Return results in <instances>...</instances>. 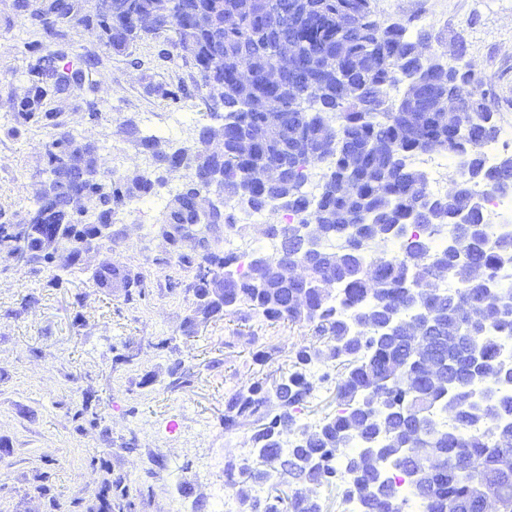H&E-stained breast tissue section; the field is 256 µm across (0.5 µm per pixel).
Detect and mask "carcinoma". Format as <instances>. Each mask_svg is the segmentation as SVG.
I'll return each instance as SVG.
<instances>
[{"instance_id":"cac0c4a2","label":"carcinoma","mask_w":512,"mask_h":512,"mask_svg":"<svg viewBox=\"0 0 512 512\" xmlns=\"http://www.w3.org/2000/svg\"><path fill=\"white\" fill-rule=\"evenodd\" d=\"M17 8L29 13L33 32L49 38L76 18L72 0H42L36 8L18 0ZM377 13V0H112L79 21L124 54L164 33L153 19L172 18L183 38L167 41L159 58L190 64L202 100L224 101V131L175 154L155 134L127 123L117 129L186 179L158 219V236L194 271L170 287L192 296L210 282L224 290L220 300H193L184 325L253 312L312 330L278 376L224 399V429L251 428V452L224 463L225 485L237 477L293 479L287 498L253 496L248 512H323L311 487L336 482L331 462L338 457L351 476L342 497H359L363 512H410L395 469L411 476L422 512H482L480 492L492 486L498 512H512V397L498 391L512 383V366L497 357V337L512 336V283L500 279L512 269V233L491 235L482 208L503 174L512 176V152L492 167L484 163L481 148L500 128L492 93L465 46L448 61L423 58L419 46L432 41L430 31L380 27ZM199 15L213 24L197 25ZM284 39L300 46L303 66L272 82ZM28 47L37 57L25 71L28 87L14 120L55 134L33 205L21 221L0 223V254L11 255L21 239L29 264L54 263L71 275L84 252L99 248L96 225L114 223L119 210L155 195L153 173L106 168V181L71 195L80 168L102 163L65 129L60 104L83 89L85 70L100 59L86 57L68 78L43 41ZM217 54L224 58L219 70ZM399 87L401 96L391 98ZM152 90L173 102L187 92L182 78ZM450 94L463 104L457 128L443 119ZM434 152L456 161L450 180L467 192L430 193L426 171L412 159ZM282 165L277 184L254 178ZM315 166L328 174L310 195L305 183ZM203 169L212 183L194 180ZM341 181L352 191H341ZM214 186L224 193L222 214L199 205ZM239 187L255 211L285 202L293 218L265 225L271 261L244 271L219 233L236 228L231 196ZM307 233L324 250L301 253ZM452 236L465 243V259L448 250ZM285 239L286 267L276 259ZM93 279L130 300L146 297L144 278L130 268L102 264ZM330 366L336 412L310 428L302 414ZM370 446L376 453L368 454Z\"/></svg>"}]
</instances>
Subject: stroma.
<instances>
[{
  "instance_id": "35a3bbf8",
  "label": "stroma",
  "mask_w": 512,
  "mask_h": 512,
  "mask_svg": "<svg viewBox=\"0 0 512 512\" xmlns=\"http://www.w3.org/2000/svg\"><path fill=\"white\" fill-rule=\"evenodd\" d=\"M381 16L414 20L430 30L432 50L464 45L499 100L500 120H512V0H378ZM29 20L15 0H0V220L16 222L43 178L48 130L13 132L14 104L26 85ZM67 63L94 55L90 78L101 116L89 121L82 94L61 105L69 130L92 140L104 166L124 173L151 169L152 157L120 123L154 129L170 145L198 127L224 124L196 89L178 102L148 84L188 76L159 61L163 38L137 42L131 54L109 50L98 33L76 22L60 28ZM181 178L165 176L155 197L115 217L126 236L90 255L86 273L56 278L50 267L0 258V512H216L212 489L221 472L204 462L249 447L250 432L224 429V397L281 365L308 327L262 316L227 315L185 333L190 302L177 263L155 231L159 211ZM103 263L142 272L147 297L126 300L119 288L96 283ZM270 360L253 361L256 351Z\"/></svg>"
}]
</instances>
